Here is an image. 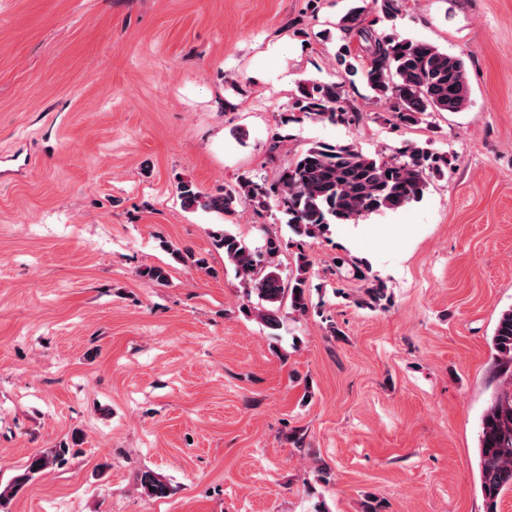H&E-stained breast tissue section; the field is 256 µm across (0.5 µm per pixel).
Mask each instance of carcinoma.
I'll return each instance as SVG.
<instances>
[{
  "instance_id": "obj_1",
  "label": "carcinoma",
  "mask_w": 512,
  "mask_h": 512,
  "mask_svg": "<svg viewBox=\"0 0 512 512\" xmlns=\"http://www.w3.org/2000/svg\"><path fill=\"white\" fill-rule=\"evenodd\" d=\"M337 23L343 37L336 47L335 59L346 77L363 78L374 98L387 105L396 126L412 127L427 122L434 113L464 111L470 102V87L465 61L438 46L405 38L396 32L378 33L367 20L373 11L387 20L403 11L404 0H361ZM305 119L333 124H356L363 119L345 101L343 85L337 82L303 81L298 84L290 111L281 124ZM449 160L445 153L409 145L384 158L364 153L354 144L315 142L302 149L279 169L275 180L259 184L243 180L210 195L190 181L178 186L181 207L220 215H232L243 202L261 212L275 200L288 215V226L302 239H317L332 224H357L367 216L397 211L421 199L433 180L444 176ZM217 245L241 279L246 294L254 293L259 307L242 305L270 330L281 323V309L296 313L309 310L307 280L312 263L300 251L295 259L293 277L285 279L276 259L282 241L266 235L264 251L251 249L236 235L216 234ZM357 276L367 282L361 302L370 309H383L390 302L387 288L379 279H369L356 268ZM492 347L500 384L493 394L479 429V481L486 512H498V504L512 490V308L503 311L492 336ZM65 454L32 456L23 473L5 484L0 483V508L15 498L34 475L44 471ZM139 485L145 494L157 498L169 494V487L151 470L140 473Z\"/></svg>"
}]
</instances>
